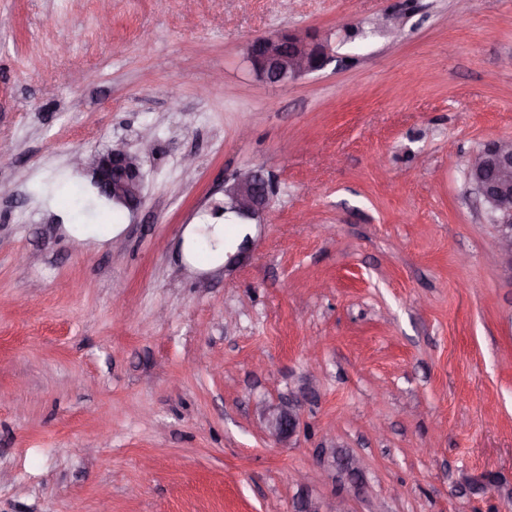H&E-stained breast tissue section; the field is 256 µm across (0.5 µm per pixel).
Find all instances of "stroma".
Segmentation results:
<instances>
[{
	"label": "stroma",
	"mask_w": 512,
	"mask_h": 512,
	"mask_svg": "<svg viewBox=\"0 0 512 512\" xmlns=\"http://www.w3.org/2000/svg\"><path fill=\"white\" fill-rule=\"evenodd\" d=\"M283 30L335 61L258 81ZM510 58L512 0H0V512H332L330 446L351 512H512V275L465 176L512 138ZM148 127L142 206L74 247V155ZM247 166L276 188L249 253L189 272ZM301 394L288 400V405L269 406L264 410L266 429L270 437L282 441L290 440L297 432L302 418ZM317 458L323 467L322 473L325 474L326 470L334 471L335 478L337 476L343 482L342 493L345 494L338 497L336 510L333 512H350L344 507L345 498L359 496L363 490L358 461L343 448L336 446L318 449Z\"/></svg>",
	"instance_id": "35a3bbf8"
}]
</instances>
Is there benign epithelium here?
<instances>
[{
  "label": "benign epithelium",
  "instance_id": "benign-epithelium-1",
  "mask_svg": "<svg viewBox=\"0 0 512 512\" xmlns=\"http://www.w3.org/2000/svg\"><path fill=\"white\" fill-rule=\"evenodd\" d=\"M245 60L258 80L286 86L323 70L335 55L315 34L281 31L249 41ZM155 142L152 130L147 128L140 135L137 152L117 141L104 152L75 156L74 163L91 173V185L103 205L134 213L142 201L141 154L152 152ZM467 178L494 215L500 254L508 256V270L512 272V140H495L477 151L469 161ZM274 192L275 187L263 170L240 169L224 180V200L214 207L213 214L224 215L231 224H260ZM302 402V396L297 395L286 405L264 410L270 437L282 441L296 434ZM317 458L323 470L333 471L343 482V495L338 497L334 512H349L344 507L345 498L358 496L363 490L358 461L336 446L318 449Z\"/></svg>",
  "mask_w": 512,
  "mask_h": 512
}]
</instances>
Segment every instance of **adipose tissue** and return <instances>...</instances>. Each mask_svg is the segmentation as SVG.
<instances>
[{"label":"adipose tissue","mask_w":512,"mask_h":512,"mask_svg":"<svg viewBox=\"0 0 512 512\" xmlns=\"http://www.w3.org/2000/svg\"><path fill=\"white\" fill-rule=\"evenodd\" d=\"M239 224H190L183 234V251L190 267L213 269L224 262L226 247L241 235Z\"/></svg>","instance_id":"obj_1"}]
</instances>
